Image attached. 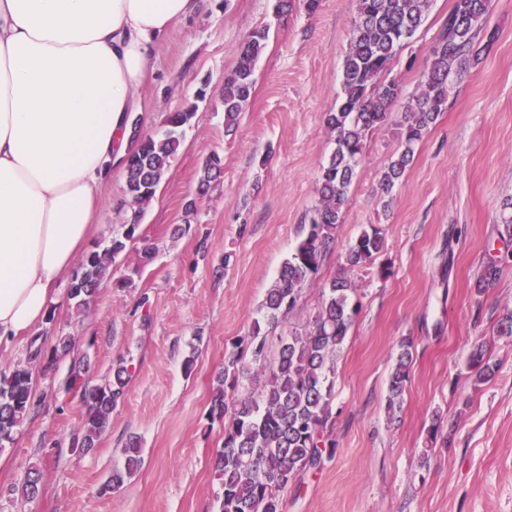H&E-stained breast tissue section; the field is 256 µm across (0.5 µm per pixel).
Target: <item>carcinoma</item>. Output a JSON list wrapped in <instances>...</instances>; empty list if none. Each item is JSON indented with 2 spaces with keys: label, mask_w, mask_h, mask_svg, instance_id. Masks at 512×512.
Returning <instances> with one entry per match:
<instances>
[{
  "label": "carcinoma",
  "mask_w": 512,
  "mask_h": 512,
  "mask_svg": "<svg viewBox=\"0 0 512 512\" xmlns=\"http://www.w3.org/2000/svg\"><path fill=\"white\" fill-rule=\"evenodd\" d=\"M353 2L354 28L341 76L340 103L327 118L335 149L320 174V204L261 304L263 322L268 325H277L297 307L307 282L334 249L336 229L350 203V187L364 156L366 138L372 128L388 120L400 94L395 82L383 81L381 76L389 70L403 42L424 22L431 0ZM488 10L489 0H455L448 12L430 50L431 66L401 121L402 150L382 173L383 193H391L412 163L414 147L445 111L451 77L475 59L474 41H482L487 50L496 42V30L487 27ZM267 38V28L254 31L240 49L235 70L224 79V125L229 132L251 98L256 60ZM195 114L196 106L190 105L169 113L165 129L155 136L132 133L135 145L125 168L128 222L120 225L109 244L91 251L81 261L68 288L77 313L88 307L102 282L112 275V265L126 250L127 242L135 238L144 207L168 173L184 128ZM222 170L220 154L211 153L201 167L199 192H205ZM383 247L382 229L375 224L349 242L337 275L323 289L311 327L283 340L274 359H269L267 336L261 333L258 322L245 347L226 358L224 375L218 378L219 388L209 409L210 421L224 423L223 448L216 458L222 485L219 512H281V492L321 462L322 449L335 448L333 443L325 445L324 437L331 426L336 363L357 313V303L353 302L357 288L350 273L372 261ZM500 273L499 263L487 262L476 279V288L489 287ZM74 347L75 337L59 336L47 352L44 341L35 336L28 344L25 363L0 369V449L14 441L30 416L35 393L33 370L38 368L41 375H47L56 357L71 353ZM469 361L477 380L494 375L495 369L485 359L482 347L472 350ZM411 364L412 342L403 340L388 385L387 405L392 412L403 403ZM252 369L265 375L264 385L254 394L228 400L224 385L236 387L239 377ZM128 378L129 367L122 359L116 363L112 380L83 388L82 427L73 448L88 453L97 447L112 411L125 396ZM125 455L124 469L112 473L101 485V493L120 488L138 470L139 445L129 443ZM41 483L40 470L31 467L20 495L27 500L37 498Z\"/></svg>",
  "instance_id": "carcinoma-1"
}]
</instances>
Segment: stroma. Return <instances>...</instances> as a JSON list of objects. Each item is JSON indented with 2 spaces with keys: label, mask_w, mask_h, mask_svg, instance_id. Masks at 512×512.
<instances>
[{
  "label": "stroma",
  "mask_w": 512,
  "mask_h": 512,
  "mask_svg": "<svg viewBox=\"0 0 512 512\" xmlns=\"http://www.w3.org/2000/svg\"><path fill=\"white\" fill-rule=\"evenodd\" d=\"M276 0H202L155 49V69L140 90V135L164 128L168 113L207 96L183 133L166 179L146 206L140 236L128 243L86 314L72 318L61 283L53 320L35 328L47 344L76 338L52 376L37 377L38 403L13 443L0 449V512H219L215 459L224 427L210 421L225 355L248 339L260 305L319 204V177L335 149L326 118L335 111L355 11L352 0H320L308 11L292 0L278 19ZM454 4L432 0L424 24L397 53L389 77L401 89L389 120L370 131L365 157L336 231V248L277 327L268 350L309 329L323 286L348 243L370 224L385 247L353 272L358 313L337 362L331 399L336 443L321 466L282 494V512H512V339L496 334L512 310V261L499 280L477 290L489 258L506 250L502 205L512 200V0H491L498 32L449 88L448 103L415 149L392 195L380 179L401 147L399 121L431 65L430 48ZM269 30L256 83L234 131L224 127V78L257 28ZM224 176L197 197L198 171L210 153ZM125 176L113 173L88 249L106 245L127 215ZM195 210H187L188 201ZM156 254L126 287L144 244ZM413 344L404 400L386 406L388 379L402 340ZM481 345L494 376L476 382L469 368ZM195 354L192 371L183 361ZM86 384L111 379L126 360L131 379L97 448L72 449L82 426L81 394L70 386L74 359ZM441 419L449 443L431 444ZM137 439L142 463L109 494L100 487L122 468ZM38 466L34 501L17 492Z\"/></svg>",
  "instance_id": "1"
}]
</instances>
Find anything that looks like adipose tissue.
I'll return each mask as SVG.
<instances>
[{
	"label": "adipose tissue",
	"mask_w": 512,
	"mask_h": 512,
	"mask_svg": "<svg viewBox=\"0 0 512 512\" xmlns=\"http://www.w3.org/2000/svg\"><path fill=\"white\" fill-rule=\"evenodd\" d=\"M200 0H0V345L41 325L132 148L155 48Z\"/></svg>",
	"instance_id": "obj_1"
}]
</instances>
